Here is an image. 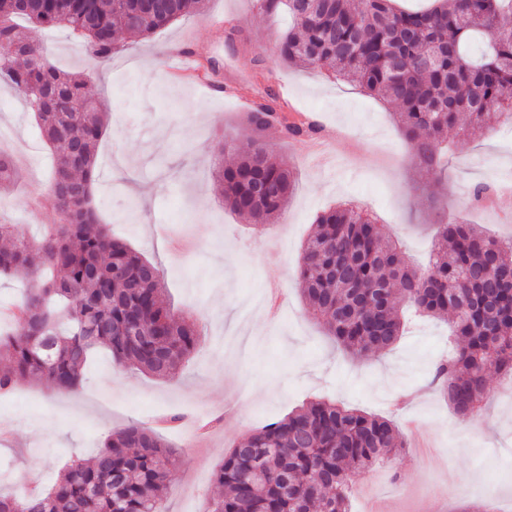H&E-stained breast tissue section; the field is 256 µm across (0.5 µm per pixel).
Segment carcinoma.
Segmentation results:
<instances>
[{"label":"carcinoma","instance_id":"carcinoma-1","mask_svg":"<svg viewBox=\"0 0 512 512\" xmlns=\"http://www.w3.org/2000/svg\"><path fill=\"white\" fill-rule=\"evenodd\" d=\"M0 0V84L19 90L37 129L53 148L47 192L60 222L39 238L0 224V275L27 284L14 305L18 328L0 327V392L20 381L75 391L98 348L115 363L172 379L193 351L198 331L175 316L159 269L112 236L91 205L101 104L86 80L55 68L19 24L64 28L86 53L112 60L114 35L150 36L198 8L199 0ZM268 15L288 16L280 40L284 64L319 67L399 106L395 119L415 163L445 171L448 130L482 134L503 111L512 116V0H434L401 10L394 0H256ZM483 46L470 50L475 36ZM253 137L224 140L236 163L218 171L224 205L254 225L285 209L294 175L264 133L280 125L292 137L316 127L278 114L271 89L247 112ZM19 173L0 153V188ZM298 280L309 314L354 354L382 352L402 335V308L421 317L453 314L454 354L433 370L435 384L464 420L480 415L485 375L512 377V242L448 214L436 230L426 268L407 263L397 243L364 209L321 213L307 239ZM405 448L390 419L335 402L312 401L267 423L224 456L214 482L224 496L212 512H349L348 490ZM178 450L150 427L112 430L89 459L70 461L47 493L0 495V512H163L161 496Z\"/></svg>","mask_w":512,"mask_h":512}]
</instances>
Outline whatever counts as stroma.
<instances>
[{"label":"stroma","mask_w":512,"mask_h":512,"mask_svg":"<svg viewBox=\"0 0 512 512\" xmlns=\"http://www.w3.org/2000/svg\"><path fill=\"white\" fill-rule=\"evenodd\" d=\"M246 33L228 50L229 25ZM284 17L263 13L256 0H205L200 12L141 38L121 35L120 52L97 64L80 40L30 27L60 69L88 79L102 101L104 133L97 148L93 205L101 223L164 272L175 311L196 322L200 336L179 375L161 381L113 362L106 350L90 360L79 392L19 383L0 397V492L50 487L70 457L87 458L112 427L137 421L162 429L181 451L167 482L165 512H207L218 490L214 473L225 453L265 423L314 398H326L391 418L407 447L353 488L350 512H512V389L503 376L487 379V405L462 421L430 383L451 337L446 321L408 323L390 349L358 357L344 351L307 311L295 277L302 245L317 216L344 200L374 214L408 260L426 266L444 209L512 239V127L465 136L448 133V173L418 167L403 144L397 107L279 58ZM188 44L215 59L213 79L257 99L264 88L287 90L289 113L316 117L331 141L326 159L293 147L281 129L267 130L276 157L296 173L284 217L262 232L225 210L218 182L224 138L246 141L244 111L226 98L205 96L189 78L170 71L168 51ZM0 130L24 171L12 190H0V222L29 237L59 221L42 195L52 155L21 95L0 85ZM491 183L492 204L473 207L464 187Z\"/></svg>","instance_id":"stroma-1"}]
</instances>
